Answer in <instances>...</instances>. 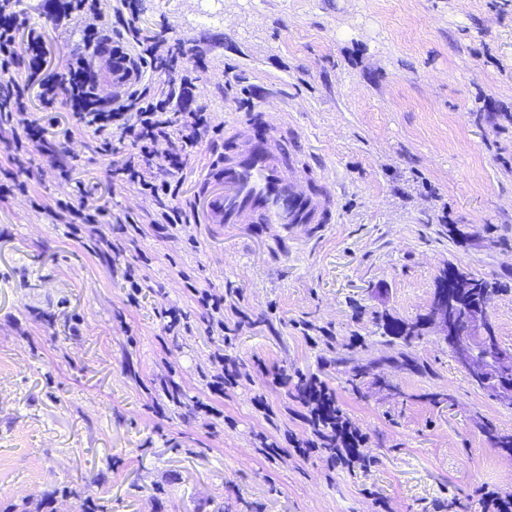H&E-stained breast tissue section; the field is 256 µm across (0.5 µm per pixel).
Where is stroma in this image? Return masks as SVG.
<instances>
[{"label":"stroma","instance_id":"stroma-1","mask_svg":"<svg viewBox=\"0 0 512 512\" xmlns=\"http://www.w3.org/2000/svg\"><path fill=\"white\" fill-rule=\"evenodd\" d=\"M17 9L62 71L83 24L51 26L40 0ZM138 24L208 68L194 95L216 131L175 205L252 99L300 128L339 220L310 237L194 214L161 236L57 107L49 135L74 139L79 160L60 159L72 182L141 234L115 264L34 210L30 196L61 191L37 150L28 195L0 201V512H43L46 490L53 512H81L88 494L112 512H375L378 496L387 512H485L486 493L512 494V452L494 443L512 405L433 330L409 345L387 331L425 315L459 266L499 284L488 313L512 349V0H142ZM198 289L223 294V331L208 333ZM225 368L237 383L219 396ZM299 377L324 381L369 435L367 468L295 453L312 436Z\"/></svg>","mask_w":512,"mask_h":512}]
</instances>
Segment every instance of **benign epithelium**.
<instances>
[{
    "instance_id": "obj_1",
    "label": "benign epithelium",
    "mask_w": 512,
    "mask_h": 512,
    "mask_svg": "<svg viewBox=\"0 0 512 512\" xmlns=\"http://www.w3.org/2000/svg\"><path fill=\"white\" fill-rule=\"evenodd\" d=\"M448 299L441 291L433 296L426 320L444 336L459 368L479 387L499 400L512 404V352L501 348L486 306L471 305L464 310L466 328L456 330L449 321Z\"/></svg>"
}]
</instances>
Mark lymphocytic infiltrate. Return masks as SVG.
<instances>
[{
  "label": "lymphocytic infiltrate",
  "instance_id": "1",
  "mask_svg": "<svg viewBox=\"0 0 512 512\" xmlns=\"http://www.w3.org/2000/svg\"><path fill=\"white\" fill-rule=\"evenodd\" d=\"M16 7L17 0H0V86L8 91L0 100V123L22 128L5 146L13 167L0 174V199L27 193L33 173L24 167L22 157L33 145H41L46 162L55 161L57 151L46 138L44 115L64 104L76 127L93 133L98 153L109 157L106 176L135 190L154 207L159 233L186 223L185 210L169 200L176 197L199 143L210 133V117L207 108L196 103L192 81H156L160 71L176 72L185 66L180 40L132 30L125 16L135 13L137 0H116L112 12L122 23L113 29L104 24L100 0H46L44 10L56 25L75 17L87 22L85 52L70 59L64 73L49 74L40 29H29L23 40L17 36ZM106 44L124 63L125 74L118 90L103 95L95 89L91 51ZM34 86L42 103L38 112L29 111L27 105V93ZM51 214L75 237L84 232L101 234L108 220L129 221L128 216L108 215L102 206L78 203L66 194L56 198ZM302 399L315 437L300 442V449L323 445L345 461H362L361 450L369 436L344 415L332 391L311 378L304 383Z\"/></svg>",
  "mask_w": 512,
  "mask_h": 512
}]
</instances>
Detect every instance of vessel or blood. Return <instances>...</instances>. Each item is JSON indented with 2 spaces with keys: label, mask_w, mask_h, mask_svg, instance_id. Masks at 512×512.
Masks as SVG:
<instances>
[{
  "label": "vessel or blood",
  "mask_w": 512,
  "mask_h": 512,
  "mask_svg": "<svg viewBox=\"0 0 512 512\" xmlns=\"http://www.w3.org/2000/svg\"><path fill=\"white\" fill-rule=\"evenodd\" d=\"M282 127L268 115L264 136L245 116L224 133V146L200 181L209 224H296L316 232L337 220L331 175L297 150L283 151Z\"/></svg>",
  "instance_id": "obj_1"
}]
</instances>
